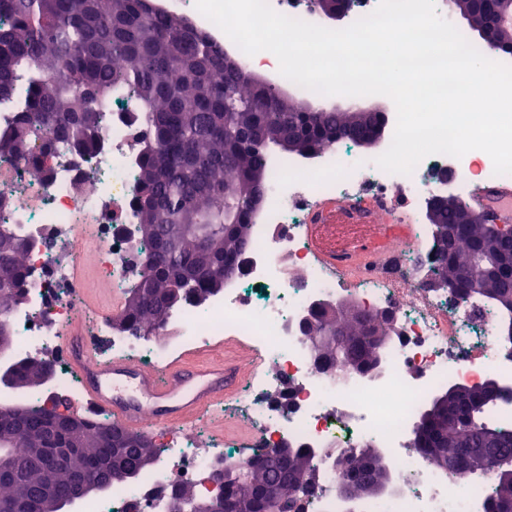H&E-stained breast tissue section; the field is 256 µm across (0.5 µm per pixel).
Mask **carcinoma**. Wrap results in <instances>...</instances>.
<instances>
[{
	"label": "carcinoma",
	"mask_w": 512,
	"mask_h": 512,
	"mask_svg": "<svg viewBox=\"0 0 512 512\" xmlns=\"http://www.w3.org/2000/svg\"><path fill=\"white\" fill-rule=\"evenodd\" d=\"M242 61L228 66L224 50L186 18L161 14L150 0H0V99L20 100L9 134L0 136V163L22 164L37 180L51 173L49 159L65 145L81 155L98 145L112 103L121 101L136 126L146 130L137 152L138 178L133 207L136 231L149 261L141 265L121 315L131 331L165 326L169 313L214 296L224 273V257L246 253L252 220L249 200L237 189L258 171L260 196H266L272 148L305 156L332 145V136L349 117L345 112L295 111L296 104L274 90L260 92L245 76ZM264 94L267 104L255 102ZM458 234L448 255L435 258L434 276H453L473 253L490 247L505 260L476 296L505 319L512 343V227L469 224L466 213L448 204L435 228ZM22 236L0 229V322L11 327L13 310L25 298L30 281ZM312 332L332 331L323 309L311 315ZM10 366L18 381L28 379L26 359L15 355L17 337L7 332ZM328 361L350 367L377 368L374 344L362 339L349 346L329 343ZM25 412L17 420L0 407V434L22 443L41 435L53 410L40 405L41 388L21 386ZM512 388L488 381L479 388L449 383L421 410L414 435L424 438L421 451L437 460L461 457L464 474L492 476L485 512H512V425L487 416V410ZM160 449L144 442L127 445L97 437L81 459V470L112 489L144 471L143 459H159ZM346 473L348 498L383 495L385 457L363 451L338 461ZM311 452L294 449L286 461L262 448L232 493L244 497L250 512H268L258 498L261 487L282 484L287 498L276 512H290L315 489ZM52 482L68 505L72 484L66 468L51 475L31 468L18 478L0 481V512H43L42 493Z\"/></svg>",
	"instance_id": "obj_1"
}]
</instances>
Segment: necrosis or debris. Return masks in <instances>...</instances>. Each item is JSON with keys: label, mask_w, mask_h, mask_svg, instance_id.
Listing matches in <instances>:
<instances>
[{"label": "necrosis or debris", "mask_w": 512, "mask_h": 512, "mask_svg": "<svg viewBox=\"0 0 512 512\" xmlns=\"http://www.w3.org/2000/svg\"><path fill=\"white\" fill-rule=\"evenodd\" d=\"M51 168L50 178L35 183L23 169L0 165V227L36 242L26 258L33 272L26 299L11 317L23 356L57 358L63 332L80 324L105 339L110 351L157 367L171 352L206 347L223 334L246 338L272 367L255 374L227 406L253 427L251 449L201 448L193 433H168L153 470L83 502L82 512H167L172 489L184 483L198 497H211L216 472L280 443L310 449L324 475L301 512H344L341 474L331 456L367 441L383 448L397 483L393 493L371 500L368 512H485L483 479L446 474L414 448L409 433L421 404L446 383L476 385L495 377L512 386V345L501 336L499 313L431 285L435 227L426 221L428 202L446 189L466 197L475 186L500 182L491 158L431 155L412 174H392L342 140L312 168L293 157L273 159L244 269L205 305L172 311L174 337L164 348L154 337L114 331L108 315L80 305L77 270L87 249H95L116 294L135 279L132 261L141 244L131 196L138 167L125 114L108 113L92 156L63 150ZM443 169L444 183L436 178ZM326 199L341 204L349 221L387 224L406 237L356 277L330 272L314 258L308 231L313 207ZM338 303L393 314L396 335L384 349L380 373L315 367L299 325L321 306Z\"/></svg>", "instance_id": "obj_1"}]
</instances>
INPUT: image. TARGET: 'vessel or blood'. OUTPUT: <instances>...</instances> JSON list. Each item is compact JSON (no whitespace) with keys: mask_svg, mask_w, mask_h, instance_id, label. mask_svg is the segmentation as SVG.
I'll return each instance as SVG.
<instances>
[{"mask_svg":"<svg viewBox=\"0 0 512 512\" xmlns=\"http://www.w3.org/2000/svg\"><path fill=\"white\" fill-rule=\"evenodd\" d=\"M469 205L497 223H512V187H481ZM374 234V229L360 228L348 246L339 248L322 224L310 226L318 260L334 269L352 271L370 263L377 255ZM72 340L68 334L62 337L60 353L81 381L85 405L111 415L113 424L127 430L151 424L187 428L205 417L223 421L224 403L242 383L236 364L221 357L196 355L150 369L124 356L101 359L97 341L88 334H81L80 346Z\"/></svg>","mask_w":512,"mask_h":512,"instance_id":"1","label":"vessel or blood"}]
</instances>
